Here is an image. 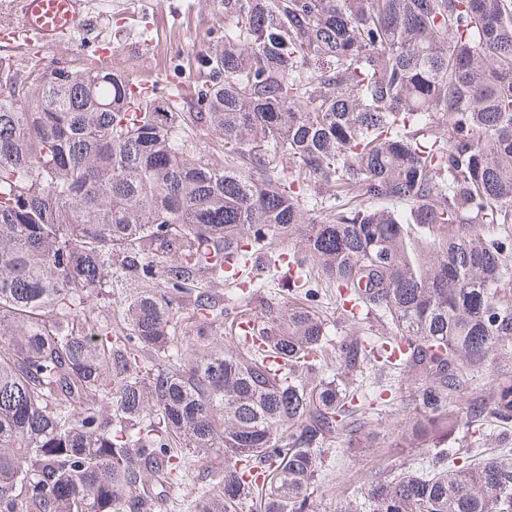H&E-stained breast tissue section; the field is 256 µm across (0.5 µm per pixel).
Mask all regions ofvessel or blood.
<instances>
[{
	"instance_id": "obj_1",
	"label": "vessel or blood",
	"mask_w": 512,
	"mask_h": 512,
	"mask_svg": "<svg viewBox=\"0 0 512 512\" xmlns=\"http://www.w3.org/2000/svg\"><path fill=\"white\" fill-rule=\"evenodd\" d=\"M85 7L86 0H11L13 19L0 25V46L31 56L65 43L84 22Z\"/></svg>"
}]
</instances>
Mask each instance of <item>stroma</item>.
<instances>
[{
  "instance_id": "obj_1",
  "label": "stroma",
  "mask_w": 512,
  "mask_h": 512,
  "mask_svg": "<svg viewBox=\"0 0 512 512\" xmlns=\"http://www.w3.org/2000/svg\"><path fill=\"white\" fill-rule=\"evenodd\" d=\"M89 20L74 42L47 50L44 61L94 59L97 40H111L117 64L133 78L168 72L176 81L193 79L186 63L224 39L223 0H89ZM399 449L366 448L353 458L329 454L342 481L358 484Z\"/></svg>"
}]
</instances>
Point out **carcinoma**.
<instances>
[{
  "label": "carcinoma",
  "mask_w": 512,
  "mask_h": 512,
  "mask_svg": "<svg viewBox=\"0 0 512 512\" xmlns=\"http://www.w3.org/2000/svg\"><path fill=\"white\" fill-rule=\"evenodd\" d=\"M224 19L184 89L0 70V512H155L212 457L188 512H318L329 447L379 437L415 454L339 512H512V448L473 438L512 429V379L457 406L512 348V0H224ZM119 277L140 288L103 324L88 301ZM222 278L232 307L194 292ZM324 284L338 323L389 325L337 340L333 369ZM270 285L305 303L253 311ZM397 369L412 412L381 434L363 382Z\"/></svg>",
  "instance_id": "cac0c4a2"
}]
</instances>
